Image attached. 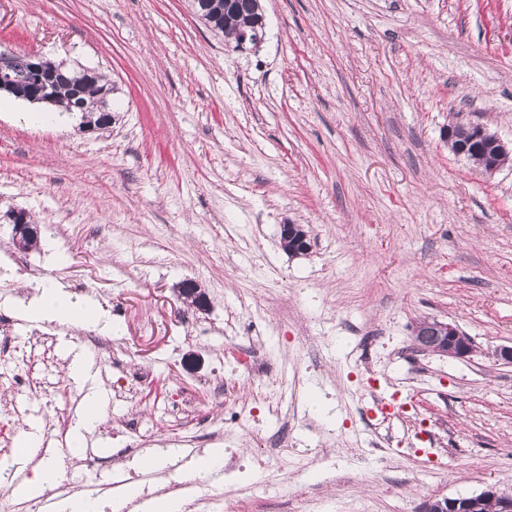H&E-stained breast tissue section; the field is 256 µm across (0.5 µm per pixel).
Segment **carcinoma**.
I'll return each instance as SVG.
<instances>
[{
  "label": "carcinoma",
  "mask_w": 512,
  "mask_h": 512,
  "mask_svg": "<svg viewBox=\"0 0 512 512\" xmlns=\"http://www.w3.org/2000/svg\"><path fill=\"white\" fill-rule=\"evenodd\" d=\"M194 14L210 30L224 35L231 42L244 33H250L264 21L261 0H192ZM31 55L17 54L14 57V74L18 85L11 94L23 98L57 105L64 112L98 113V117L87 122L96 128L112 123L110 98L114 87L97 70L81 68L77 71L63 64L44 61L46 72L54 75L49 96L41 97L39 77L30 70Z\"/></svg>",
  "instance_id": "carcinoma-1"
}]
</instances>
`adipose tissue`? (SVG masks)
Wrapping results in <instances>:
<instances>
[{
	"mask_svg": "<svg viewBox=\"0 0 512 512\" xmlns=\"http://www.w3.org/2000/svg\"><path fill=\"white\" fill-rule=\"evenodd\" d=\"M25 315L32 321L54 319L74 326H97L105 321L100 305L73 298L65 288L54 283L41 289Z\"/></svg>",
	"mask_w": 512,
	"mask_h": 512,
	"instance_id": "ef3b65f1",
	"label": "adipose tissue"
}]
</instances>
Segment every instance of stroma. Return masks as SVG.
<instances>
[{"label":"stroma","mask_w":512,"mask_h":512,"mask_svg":"<svg viewBox=\"0 0 512 512\" xmlns=\"http://www.w3.org/2000/svg\"><path fill=\"white\" fill-rule=\"evenodd\" d=\"M265 36L234 51L188 0H0V50L105 73L112 125H32L0 95V252L13 209L40 249L0 288L30 391L0 389V432L74 430L89 389L104 418L78 455L0 446L14 512L84 493L94 476L172 492L207 448L263 456L231 488L200 480L188 512H418L493 485L512 493V157L488 174L448 146L452 124L512 142V0H263ZM303 225L307 255L280 245ZM104 233H96V226ZM198 282L209 312L183 307ZM49 283L92 299L113 333L23 321ZM437 319L465 359L415 351ZM267 373L243 368L244 349ZM81 359L94 384L72 371ZM277 414L227 424L241 407ZM322 400L314 410L313 399ZM392 423L367 418L377 401ZM289 428L285 450L270 439ZM174 462L135 465L150 449ZM63 458L68 484L14 488ZM178 293L184 296L199 311H207L210 307L208 294L201 286L193 280L181 282L178 286Z\"/></svg>","instance_id":"1"}]
</instances>
